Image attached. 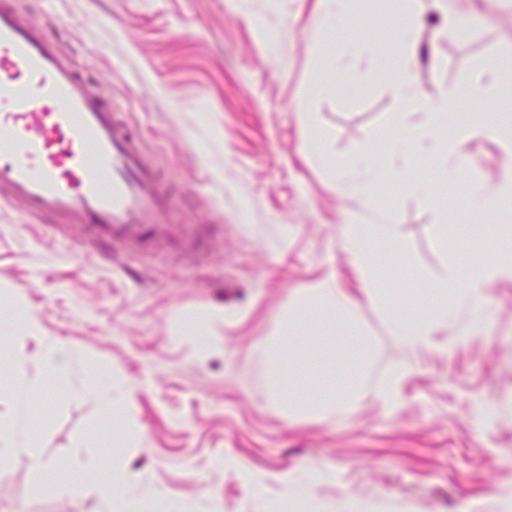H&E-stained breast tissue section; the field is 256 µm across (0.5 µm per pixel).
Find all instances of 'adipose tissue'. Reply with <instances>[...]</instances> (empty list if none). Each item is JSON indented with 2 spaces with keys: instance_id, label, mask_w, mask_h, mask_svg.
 <instances>
[{
  "instance_id": "adipose-tissue-1",
  "label": "adipose tissue",
  "mask_w": 512,
  "mask_h": 512,
  "mask_svg": "<svg viewBox=\"0 0 512 512\" xmlns=\"http://www.w3.org/2000/svg\"><path fill=\"white\" fill-rule=\"evenodd\" d=\"M391 94L397 106H408L420 117L418 125L405 131L396 141L389 165L381 166L371 159L370 149H363L357 163L342 170L340 180H354L356 189L364 200H371L377 187L383 184L403 186L406 190L422 194L421 184L409 176L411 165L408 156L413 148H426L432 154L437 176L446 182H455L463 171L477 170L476 161L461 155L460 147L478 136L494 139L501 151L512 156V136L501 133L497 116H490L478 126L456 124L460 91L450 88L437 97L429 98L418 93L410 69L402 68L390 75ZM512 198V165L503 166L494 185L480 178L474 179L470 188L468 205L477 213H493L504 200ZM398 236L397 225L391 223L363 224L357 217H350L343 226L341 243L351 261L364 275L368 301L380 314L388 315L393 300L385 289L379 288L366 241L381 246L393 242ZM502 281H512V255H501L487 261L466 266L449 265L440 280L429 288L428 302L419 313L408 317H390L389 331L395 342L412 354L429 352L437 347L436 337L447 329L460 312H467L470 331H478L489 313L490 288ZM25 359L13 360L9 369L13 386L20 399L10 422L8 436H0V459L12 453L27 452L33 465L40 470L50 464L34 451L30 443L27 424L26 395L29 383L25 377Z\"/></svg>"
}]
</instances>
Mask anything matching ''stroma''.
Segmentation results:
<instances>
[{"label":"stroma","instance_id":"stroma-1","mask_svg":"<svg viewBox=\"0 0 512 512\" xmlns=\"http://www.w3.org/2000/svg\"><path fill=\"white\" fill-rule=\"evenodd\" d=\"M419 16L409 66L419 92L454 86L461 122L478 125L512 92H472L477 74L512 62V0H354L336 32L316 28L319 0H18L57 31L61 51L124 112L164 179L186 234L185 255L123 244L82 246L83 233L0 207V322L36 312L39 338L13 335L0 361L27 358L28 426L53 464L0 461V512H110L75 451L125 479L145 512H271L310 489V512H505L512 505V282L496 284L485 331L452 351L405 352L368 306L339 242L345 215L388 213L397 241L374 253L390 295L432 287L452 263L490 259L512 235L508 215L469 211L471 177L448 184L413 157L423 199L381 188L373 206L337 187L335 168L362 147L391 153L417 116L397 108L370 59L340 51L352 28L378 48ZM453 7L468 25L446 24ZM319 142L332 166L316 162ZM335 274L362 304L375 338L371 379L409 366L400 404L369 398L343 416L291 423L270 400L267 343L293 297ZM220 309L207 344L190 322ZM63 345L67 367L45 372L40 345ZM129 403L101 411L108 388Z\"/></svg>","mask_w":512,"mask_h":512}]
</instances>
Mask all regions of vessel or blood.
<instances>
[{
	"label": "vessel or blood",
	"mask_w": 512,
	"mask_h": 512,
	"mask_svg": "<svg viewBox=\"0 0 512 512\" xmlns=\"http://www.w3.org/2000/svg\"><path fill=\"white\" fill-rule=\"evenodd\" d=\"M0 203L145 251L178 222L122 112L14 0H0Z\"/></svg>",
	"instance_id": "obj_1"
}]
</instances>
